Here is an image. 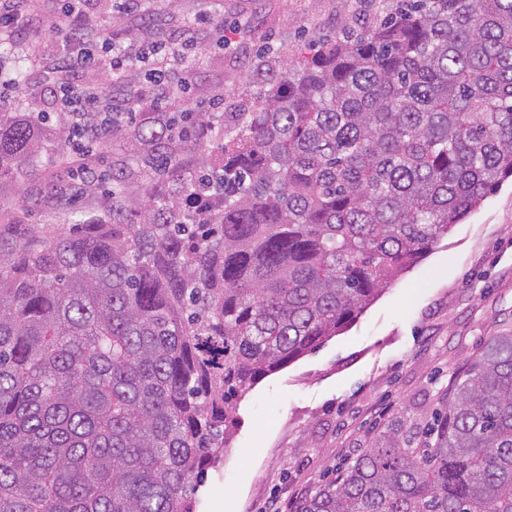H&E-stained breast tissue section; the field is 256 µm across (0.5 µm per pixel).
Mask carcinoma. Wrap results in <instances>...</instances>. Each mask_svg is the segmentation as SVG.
<instances>
[{
    "instance_id": "1",
    "label": "carcinoma",
    "mask_w": 512,
    "mask_h": 512,
    "mask_svg": "<svg viewBox=\"0 0 512 512\" xmlns=\"http://www.w3.org/2000/svg\"><path fill=\"white\" fill-rule=\"evenodd\" d=\"M295 56L218 130L212 112L112 115L143 197L0 242V512H195L246 393L512 177V0H400ZM40 139L1 112L0 172L33 171ZM298 512H512V333L427 427L388 423Z\"/></svg>"
}]
</instances>
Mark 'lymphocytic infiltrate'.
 <instances>
[{
  "instance_id": "lymphocytic-infiltrate-1",
  "label": "lymphocytic infiltrate",
  "mask_w": 512,
  "mask_h": 512,
  "mask_svg": "<svg viewBox=\"0 0 512 512\" xmlns=\"http://www.w3.org/2000/svg\"><path fill=\"white\" fill-rule=\"evenodd\" d=\"M85 0H63L61 27L77 32V45H64L65 77L56 89L72 119L75 160L85 158L88 142L111 132L110 117L115 112H140L157 106L171 89L172 75L180 61L179 46L161 29H146L137 37L119 39L111 29L91 23L85 10ZM166 54L164 67L150 70L149 85L136 93L118 90L109 99L70 87L68 78L83 70L107 69L117 79H124L128 69L149 62L152 56Z\"/></svg>"
}]
</instances>
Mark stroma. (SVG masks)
<instances>
[{
    "label": "stroma",
    "mask_w": 512,
    "mask_h": 512,
    "mask_svg": "<svg viewBox=\"0 0 512 512\" xmlns=\"http://www.w3.org/2000/svg\"><path fill=\"white\" fill-rule=\"evenodd\" d=\"M391 0H156L153 18L192 47L166 109L256 107L302 45L338 36L342 16L375 22ZM33 29L0 46V69L27 72L2 112H44L45 148L61 118L43 62L55 59L61 0H34ZM231 41L219 43L212 19ZM69 157L0 176V234L48 240L100 213L111 184L73 180ZM512 333V179L401 272L339 335L268 374L240 402L231 443L200 487L196 512H297L323 475L368 448L392 418L424 424L488 337Z\"/></svg>",
    "instance_id": "35a3bbf8"
}]
</instances>
